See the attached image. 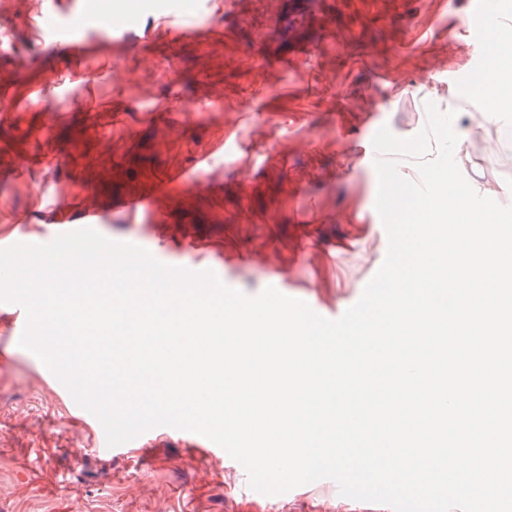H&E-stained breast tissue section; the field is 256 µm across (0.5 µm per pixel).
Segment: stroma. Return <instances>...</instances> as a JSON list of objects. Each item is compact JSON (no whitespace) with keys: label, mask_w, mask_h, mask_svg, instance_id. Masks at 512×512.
<instances>
[{"label":"stroma","mask_w":512,"mask_h":512,"mask_svg":"<svg viewBox=\"0 0 512 512\" xmlns=\"http://www.w3.org/2000/svg\"><path fill=\"white\" fill-rule=\"evenodd\" d=\"M170 2L135 13L130 0H74L76 18L131 21L120 39L92 33L82 61L52 49L38 0H0L1 241L42 237L78 204L104 215L100 234L168 265L193 269V245H207L216 273L248 295L287 272L285 295L335 320L388 249L373 138L384 127L415 136L430 102L469 131L455 152L464 176L512 204V158L473 149L512 127L497 58L485 56L481 83L445 80L471 64L464 34L444 47L469 0H310L282 31L286 0H239L229 13H184L201 30L179 38L166 32ZM489 95L497 118L476 126ZM205 152L198 185L171 182ZM135 195L151 197L153 216L123 211ZM0 348V512H323L336 492L302 485L249 501L226 478L232 459L183 436L102 456L2 310Z\"/></svg>","instance_id":"1"}]
</instances>
